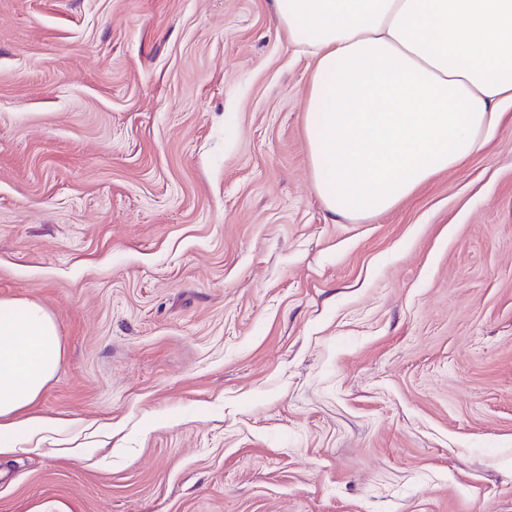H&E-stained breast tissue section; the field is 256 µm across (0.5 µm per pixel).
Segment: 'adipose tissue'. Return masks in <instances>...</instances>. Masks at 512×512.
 <instances>
[{
  "label": "adipose tissue",
  "instance_id": "obj_1",
  "mask_svg": "<svg viewBox=\"0 0 512 512\" xmlns=\"http://www.w3.org/2000/svg\"><path fill=\"white\" fill-rule=\"evenodd\" d=\"M272 4L311 59L305 140L330 214L378 218L496 135L512 102V0ZM61 364L51 314L34 300H0V459L60 433L32 406Z\"/></svg>",
  "mask_w": 512,
  "mask_h": 512
}]
</instances>
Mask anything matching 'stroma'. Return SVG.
<instances>
[{
    "instance_id": "35a3bbf8",
    "label": "stroma",
    "mask_w": 512,
    "mask_h": 512,
    "mask_svg": "<svg viewBox=\"0 0 512 512\" xmlns=\"http://www.w3.org/2000/svg\"><path fill=\"white\" fill-rule=\"evenodd\" d=\"M310 71L271 0H0V299L84 445L0 460V512H512V106L356 224Z\"/></svg>"
}]
</instances>
